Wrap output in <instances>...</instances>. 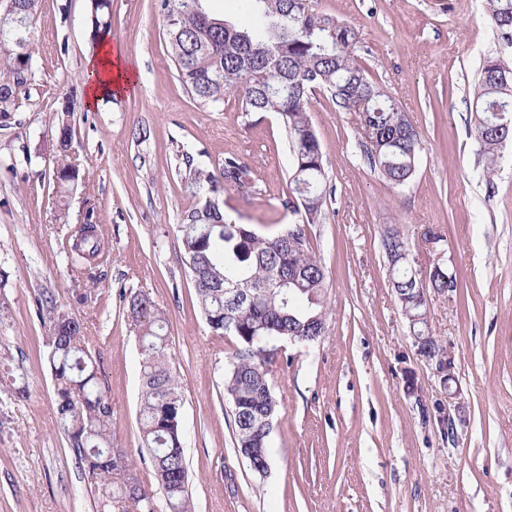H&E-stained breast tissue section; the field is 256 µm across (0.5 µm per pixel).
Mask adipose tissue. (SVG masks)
<instances>
[{
  "mask_svg": "<svg viewBox=\"0 0 512 512\" xmlns=\"http://www.w3.org/2000/svg\"><path fill=\"white\" fill-rule=\"evenodd\" d=\"M84 104L99 106L109 96L131 90L135 84L132 65L121 45L101 41L87 59Z\"/></svg>",
  "mask_w": 512,
  "mask_h": 512,
  "instance_id": "obj_1",
  "label": "adipose tissue"
}]
</instances>
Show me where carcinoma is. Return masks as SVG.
Returning a JSON list of instances; mask_svg holds the SVG:
<instances>
[{"label":"carcinoma","mask_w":512,"mask_h":512,"mask_svg":"<svg viewBox=\"0 0 512 512\" xmlns=\"http://www.w3.org/2000/svg\"><path fill=\"white\" fill-rule=\"evenodd\" d=\"M39 0H13L0 12V123H8L22 100L29 98L33 57L28 32ZM209 0H159L169 55L177 77L197 106L216 110L224 97L237 96L242 112H275L281 116L293 157L288 207L303 209L298 224H284L261 235L247 224L228 220L220 206L224 186L244 188L250 167L235 155L224 157L220 175L189 168L188 187L199 197L178 225L179 244L201 312L211 332L235 339L237 346L224 372V393L235 425L237 449L268 448L270 432L264 416L273 415L277 400L268 375L275 360L274 342L292 336L310 343L323 336L319 320L326 319V276L306 232L315 224L327 200L326 174L309 104L315 91L330 94L338 111L359 112L360 146L371 167L390 185H406L416 171L418 134L402 121L399 104L368 77L356 54L358 34L336 17L318 12L309 0H239L235 21L213 16ZM95 28L108 25L110 0H91ZM489 21L499 47L512 50V0H487ZM503 63L486 58L475 92L474 137L487 172L495 168L502 136L494 114L512 110V76L503 78ZM73 134L65 121L58 128V160L54 169L60 186L78 178L70 161ZM99 225L86 221L75 230L71 262L91 263L103 252ZM410 269L390 268L393 288L405 306L423 312L420 293L458 288L457 277L441 274L411 285ZM238 292L229 300L226 289ZM134 325L141 329L142 386L138 420L142 447L164 495L168 512H193L181 427L183 400L178 378L167 354L166 319L151 298L138 292L122 296ZM38 314L47 328V361L55 388L58 423L80 461L88 481L104 506L112 499L132 503L137 512H155L153 494L140 481L128 454L114 447L112 401L97 360L87 346L83 323L48 292L38 299Z\"/></svg>","instance_id":"cac0c4a2"}]
</instances>
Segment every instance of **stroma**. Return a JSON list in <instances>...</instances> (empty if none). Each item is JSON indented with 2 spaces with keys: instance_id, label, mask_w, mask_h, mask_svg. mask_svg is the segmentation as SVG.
Returning a JSON list of instances; mask_svg holds the SVG:
<instances>
[{
  "instance_id": "stroma-1",
  "label": "stroma",
  "mask_w": 512,
  "mask_h": 512,
  "mask_svg": "<svg viewBox=\"0 0 512 512\" xmlns=\"http://www.w3.org/2000/svg\"><path fill=\"white\" fill-rule=\"evenodd\" d=\"M89 4L39 0L30 98L0 126V512H104L57 422L37 315L45 288L83 321L114 444L134 459L141 355L120 296L146 293L164 311L195 512H512V142L490 177L471 132L474 81L498 50L485 0H312L357 32L370 78L419 132L417 168L392 187L360 150L357 114L315 92L310 116L333 195L307 232L326 275V333L277 354L263 475L239 454L224 398L236 343L214 337L200 311L177 224L197 202L189 167L216 173L230 154L252 182L226 187V218L263 234L291 221L284 129L276 113H246L230 98L220 111L197 107L157 0H112L111 26L96 36ZM101 40L123 46L137 86L89 109L81 89ZM63 118L79 169L67 193L53 176ZM88 218L105 241L93 282L68 260ZM392 229L419 274L439 264L457 276L456 292L426 300L425 332L448 371L421 352L400 311L382 247ZM17 386L25 401H11Z\"/></svg>"
}]
</instances>
